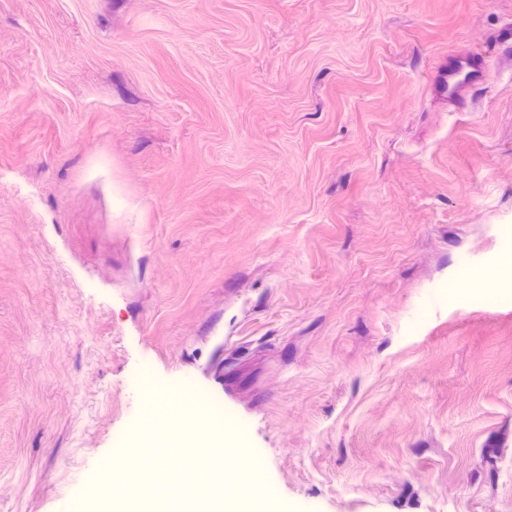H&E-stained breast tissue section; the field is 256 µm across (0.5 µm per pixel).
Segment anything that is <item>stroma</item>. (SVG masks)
<instances>
[{"instance_id":"1","label":"stroma","mask_w":512,"mask_h":512,"mask_svg":"<svg viewBox=\"0 0 512 512\" xmlns=\"http://www.w3.org/2000/svg\"><path fill=\"white\" fill-rule=\"evenodd\" d=\"M510 21L0 0V512H56L146 365L224 407L194 512H512ZM460 50L491 69L451 112L431 81Z\"/></svg>"}]
</instances>
